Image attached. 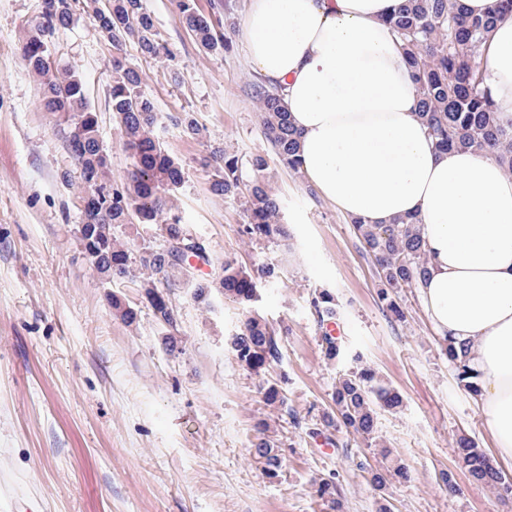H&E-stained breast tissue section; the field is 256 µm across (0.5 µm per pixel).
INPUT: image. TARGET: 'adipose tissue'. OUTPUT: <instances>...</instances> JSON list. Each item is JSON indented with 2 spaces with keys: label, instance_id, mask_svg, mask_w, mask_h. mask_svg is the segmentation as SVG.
<instances>
[{
  "label": "adipose tissue",
  "instance_id": "ef3b65f1",
  "mask_svg": "<svg viewBox=\"0 0 512 512\" xmlns=\"http://www.w3.org/2000/svg\"><path fill=\"white\" fill-rule=\"evenodd\" d=\"M400 0H250L252 70L282 95L302 173L344 216L417 217L429 273L418 284L440 335L470 344L493 464L512 463V175L492 156L437 152L386 21ZM484 79L512 126V13L483 43Z\"/></svg>",
  "mask_w": 512,
  "mask_h": 512
}]
</instances>
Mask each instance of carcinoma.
Masks as SVG:
<instances>
[{
	"mask_svg": "<svg viewBox=\"0 0 512 512\" xmlns=\"http://www.w3.org/2000/svg\"><path fill=\"white\" fill-rule=\"evenodd\" d=\"M77 3L78 0H39L41 35L27 38L21 52L28 72L38 80L40 105L73 119L66 147L79 169L83 208L76 234L85 256L109 281L138 272L142 296L155 318L171 328L176 326V318L168 295L162 293L164 289L188 288L194 301L204 309L211 307L216 294L243 305L251 304L261 284L280 278L278 266L247 268L226 259L217 275L207 279L197 275L190 263L192 258L205 264L210 259L204 244L188 233L176 213L175 190L184 182V169L156 138L154 102L141 89V73L121 56L123 45L131 42L143 58L160 57L162 45L156 39L154 18L143 0L85 3L95 26L115 49L109 103L122 132L123 149L131 159L130 168L121 178H111V162L101 145L97 115L88 103L82 75L73 67H45L43 55L50 52L47 36L72 23ZM175 6L181 22L204 50H224V34L196 8L195 0H175ZM505 11L512 12V0H497L484 15L466 13L460 0H402L387 22L399 39L417 89L418 118L435 149L484 152L512 173V133L497 122L494 103L483 86L479 54L498 15ZM256 110L275 159L300 173L298 134L282 95L257 92ZM176 125L192 138L202 135L196 118L189 112L178 117ZM201 164L212 173L213 194L242 200V237L267 243L288 238L281 220L282 200L264 177L269 167L267 155L255 154L245 160L215 147L201 159ZM136 222L161 225L162 243L133 249L125 229ZM350 222L356 238L377 267L380 300L386 302L389 310L397 311L394 296L403 288L418 285L428 272L429 258L417 229L418 219L409 216L391 224H367L356 217ZM311 306L321 323L336 314V298L326 289L314 293ZM112 314L127 325L138 319V310L116 296L112 297ZM228 345L237 359L257 374L280 357L276 333L259 315L248 317ZM441 346L454 365L458 380L469 392L478 394V373L469 365V343L447 337L441 340ZM263 395L267 404L288 408L285 394L276 385H267ZM332 401L334 413L323 415L324 426L335 431L343 429L366 442L374 440L379 412H396L403 407L401 393L384 384L369 366L341 374ZM275 448L265 427L251 443L250 454L263 460L270 476L276 475L281 466ZM379 453L391 459V464L369 471V483L374 489L384 490L393 476L410 478L407 465L392 457L391 449L382 447ZM455 462L458 469L475 481L498 492L505 485H512V477L493 466L485 451L470 437L461 436L456 441ZM319 492L332 512H343L344 505L332 481L322 480Z\"/></svg>",
	"mask_w": 512,
	"mask_h": 512,
	"instance_id": "carcinoma-1",
	"label": "carcinoma"
}]
</instances>
